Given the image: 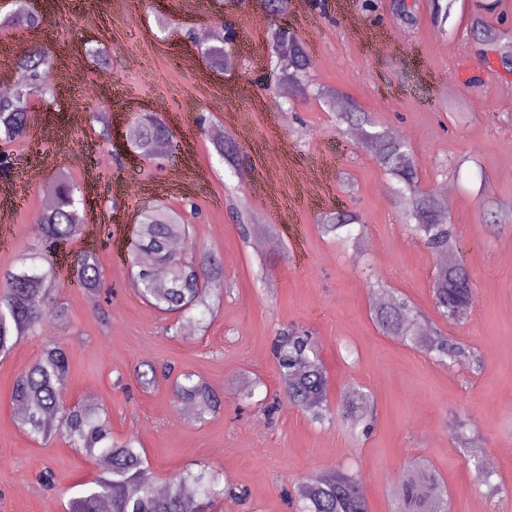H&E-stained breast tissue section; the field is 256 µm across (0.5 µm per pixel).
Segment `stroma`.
I'll return each instance as SVG.
<instances>
[{
    "label": "stroma",
    "instance_id": "obj_1",
    "mask_svg": "<svg viewBox=\"0 0 512 512\" xmlns=\"http://www.w3.org/2000/svg\"><path fill=\"white\" fill-rule=\"evenodd\" d=\"M417 22L393 19L361 0H291L288 24L312 58L314 85L338 91L413 148L424 189L450 185L448 213L471 276L474 303L459 325L439 323L430 282L438 256L406 232L391 182L374 153L361 150L349 126L314 96L281 95L269 62L273 25L264 0H43L44 21L29 31L31 48L65 71L67 89L40 107L27 141L10 145L0 175V207H11L0 242V270L19 266L38 238L34 222L47 184L64 176L81 189L86 228L56 265L55 293L67 322L46 318L0 357V512H65L80 484L99 476L96 459L57 437L43 442L17 423V376L52 342L70 360L65 402L104 408L115 437L139 441L158 486L194 463L222 473L245 501L228 497L224 512H293L286 496L312 474L339 470L361 480L370 512H393V489L409 461L424 459L445 479L450 512H512V228L491 224L488 210L512 213V69L482 60L470 37L474 16L512 22V0L481 13V0H456L438 27L431 0H412ZM237 28L231 70L210 66L184 30ZM111 54L101 71L87 45ZM480 84H470V77ZM111 106V140L103 142L92 112ZM163 105L174 152L139 157L127 131L137 113ZM224 126L240 147L241 169L217 156L211 130ZM171 187L165 205L191 234L183 254L203 248L221 260L223 301L205 330L167 333L174 315L152 308L133 288L130 242L151 199L128 183ZM356 210L366 226L358 253L322 237V211ZM253 209L276 225L243 240L231 212ZM96 252L105 282L93 295L71 281L75 256ZM405 294L443 333L473 349L480 373L465 363L437 362L383 334L370 317L376 284ZM310 330L341 409L351 386L369 391L373 426L353 440L340 426L319 428L281 402L272 417L241 402L238 384L258 377L280 390L272 345L290 327ZM192 371L223 395L220 413L196 420L171 381L141 388L143 363ZM494 458L492 484L472 477L471 459ZM51 470L53 488L39 476Z\"/></svg>",
    "mask_w": 512,
    "mask_h": 512
}]
</instances>
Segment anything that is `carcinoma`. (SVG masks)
Masks as SVG:
<instances>
[{"label":"carcinoma","mask_w":512,"mask_h":512,"mask_svg":"<svg viewBox=\"0 0 512 512\" xmlns=\"http://www.w3.org/2000/svg\"><path fill=\"white\" fill-rule=\"evenodd\" d=\"M9 22L35 28L40 17L29 13L24 0H18ZM479 54L500 42L504 32L481 18L472 22ZM217 44L207 55L212 64L222 68L230 58L226 43ZM272 53L277 55L281 78L302 86L311 68L310 55L296 35L283 27L270 31ZM48 63L40 51L18 62L26 80L13 95L0 97V141L19 142L28 135L32 117L28 105L34 98L45 103L53 100L52 86L45 78ZM336 124H356L362 132L361 147L372 149L380 166L393 181L392 192L409 233L442 258L436 267L431 291L435 311L449 324H458L470 313L473 292L466 267L456 263L453 244L454 225L446 218L448 202L434 191L424 190L410 145L377 125L365 112L347 103L336 112ZM132 142L141 156L150 159L159 154V146L171 141L165 121L153 114H143L132 125ZM54 207L39 225L42 250L30 262L0 274L5 287L0 290V355L9 354L18 341L38 330L49 314L66 318L64 304L51 289V270L40 269L36 261L45 253L79 238L83 218L78 188L64 178L49 186ZM321 234L336 242L344 251H358L365 230L359 215L352 210H332L321 216ZM188 227L164 207L146 210L134 229L131 266L141 286V294L155 309L178 314L190 320L192 311H211L221 298L223 267L205 250L186 260L172 250L173 242L186 238ZM74 280L83 288L98 293L103 284L95 253L77 255L72 269ZM371 316L387 336L419 346L445 361L471 358L464 345L425 323L409 301L396 295L381 303L372 300ZM273 353L280 368L281 392L315 424L326 426L335 421L330 399L329 378L315 353L314 338L304 329L291 328L273 343ZM69 357L64 346L49 344L15 380L12 398L19 409L18 424L33 438L48 441L61 435L70 447L86 455L106 457L109 468L93 485L79 491L69 502V512H99L101 502L112 505V512H184L192 502L199 512H223L224 491L218 489L219 475L204 465L185 470L172 481L166 492L154 489L155 478L137 447L129 438L117 442L112 436L108 414L89 403L63 404L61 391L69 376ZM175 394L195 408L202 418L219 412L222 399L200 376L184 371L175 378ZM371 396L361 387L348 392L341 424L354 437L365 435L370 427L367 409ZM299 512H369L360 479L344 471L332 475L310 476L297 483ZM394 512H448V486L443 477L422 459L408 463L395 488Z\"/></svg>","instance_id":"1"}]
</instances>
